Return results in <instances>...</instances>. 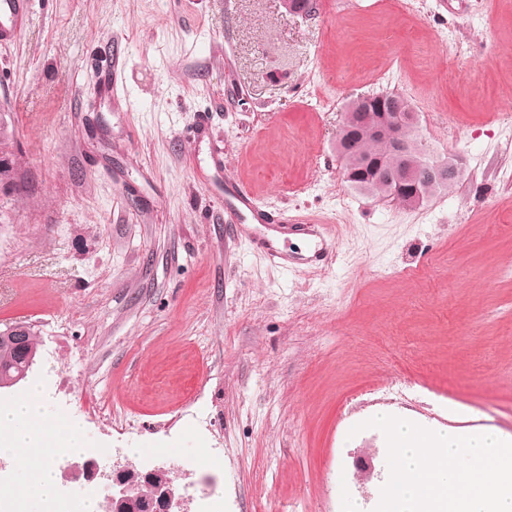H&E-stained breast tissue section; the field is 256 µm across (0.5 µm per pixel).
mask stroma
<instances>
[{
	"label": "stroma",
	"mask_w": 512,
	"mask_h": 512,
	"mask_svg": "<svg viewBox=\"0 0 512 512\" xmlns=\"http://www.w3.org/2000/svg\"><path fill=\"white\" fill-rule=\"evenodd\" d=\"M381 92L461 162L413 208L353 190L336 154L346 106ZM0 119L21 179L0 323L38 348L19 390L44 383L49 414L163 470L188 512L210 475L223 512H376L381 411L512 440V0H29ZM219 177L327 225L334 259L283 232L294 261L272 266L262 225L225 224Z\"/></svg>",
	"instance_id": "1"
}]
</instances>
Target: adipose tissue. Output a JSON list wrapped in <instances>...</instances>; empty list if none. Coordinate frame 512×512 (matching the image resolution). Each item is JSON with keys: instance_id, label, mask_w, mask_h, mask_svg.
Segmentation results:
<instances>
[{"instance_id": "obj_1", "label": "adipose tissue", "mask_w": 512, "mask_h": 512, "mask_svg": "<svg viewBox=\"0 0 512 512\" xmlns=\"http://www.w3.org/2000/svg\"><path fill=\"white\" fill-rule=\"evenodd\" d=\"M86 446L80 424L47 414L40 390L0 403V456L20 462L23 478L16 489L43 501L53 499L58 493L56 458L80 453Z\"/></svg>"}]
</instances>
